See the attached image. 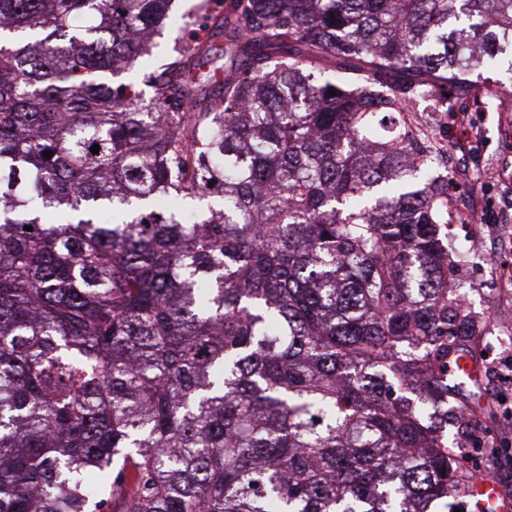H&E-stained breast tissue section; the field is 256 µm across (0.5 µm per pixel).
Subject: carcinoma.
I'll return each instance as SVG.
<instances>
[{"instance_id": "carcinoma-1", "label": "carcinoma", "mask_w": 512, "mask_h": 512, "mask_svg": "<svg viewBox=\"0 0 512 512\" xmlns=\"http://www.w3.org/2000/svg\"><path fill=\"white\" fill-rule=\"evenodd\" d=\"M172 4L0 0V512H431L493 410L429 129L512 0H201L112 87Z\"/></svg>"}]
</instances>
